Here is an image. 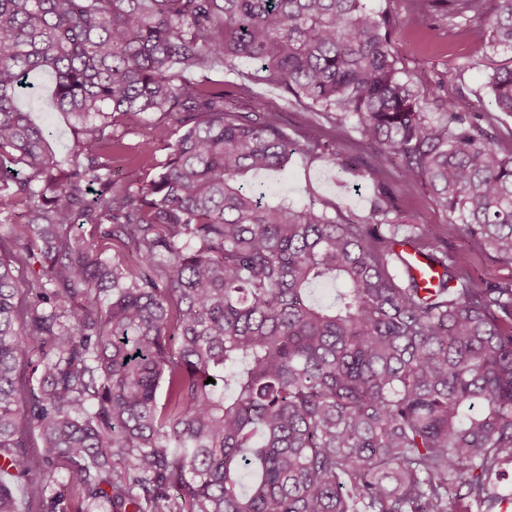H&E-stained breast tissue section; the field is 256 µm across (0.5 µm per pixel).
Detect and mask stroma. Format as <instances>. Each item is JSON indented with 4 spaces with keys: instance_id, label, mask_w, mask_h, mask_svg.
Segmentation results:
<instances>
[{
    "instance_id": "35a3bbf8",
    "label": "stroma",
    "mask_w": 512,
    "mask_h": 512,
    "mask_svg": "<svg viewBox=\"0 0 512 512\" xmlns=\"http://www.w3.org/2000/svg\"><path fill=\"white\" fill-rule=\"evenodd\" d=\"M375 11L392 15L396 21L393 38L401 65L425 95L427 111H437V98H462L493 111L494 103L489 78L495 64L507 60L506 52L487 47V36L479 21L444 20L430 13L426 27H418L415 17L428 11V0H368ZM213 76L224 83L227 102L242 108H266L280 112L289 137L296 142L319 138L322 148L315 153L295 151L282 172L262 173L251 178V185L262 189L273 187L278 199L301 205L310 198L327 200L336 207L341 220L354 223L368 221L374 185L355 181L329 166V155L342 158L362 156L369 160L385 181H392L394 167L384 156L361 148L357 139H335L327 122L311 123L307 112L289 104L275 84L262 80L253 63L240 62L237 69L225 72L214 69ZM34 91L22 96L20 107L30 112L42 125L57 154L64 156L72 142L73 132L63 114L52 105L53 81L45 75H34ZM397 214L404 223L418 225L425 235H432L447 216L423 189L398 196ZM451 246L464 270L474 278L487 281H511L512 264L469 253L463 238Z\"/></svg>"
}]
</instances>
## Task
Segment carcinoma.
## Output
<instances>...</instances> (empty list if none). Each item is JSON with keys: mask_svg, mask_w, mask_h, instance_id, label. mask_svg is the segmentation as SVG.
Returning a JSON list of instances; mask_svg holds the SVG:
<instances>
[{"mask_svg": "<svg viewBox=\"0 0 512 512\" xmlns=\"http://www.w3.org/2000/svg\"><path fill=\"white\" fill-rule=\"evenodd\" d=\"M432 2L512 51V0ZM242 61L426 190L435 241L382 180L366 224L243 191L296 143L224 101L211 67ZM399 64L366 0H0V512H501L512 281L440 243L512 263V132L456 100L430 116ZM34 72L75 129L62 158L17 104ZM490 88L512 116V62ZM148 114L153 175L118 180ZM451 247L459 256L464 270L476 279L487 281H511L512 264L499 262L492 257L474 256L468 252L462 237H457Z\"/></svg>", "mask_w": 512, "mask_h": 512, "instance_id": "1", "label": "carcinoma"}]
</instances>
